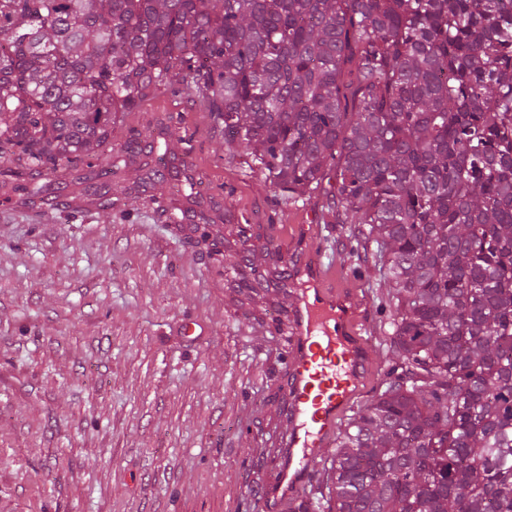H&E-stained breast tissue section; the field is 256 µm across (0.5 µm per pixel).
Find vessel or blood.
<instances>
[{
  "instance_id": "vessel-or-blood-1",
  "label": "vessel or blood",
  "mask_w": 512,
  "mask_h": 512,
  "mask_svg": "<svg viewBox=\"0 0 512 512\" xmlns=\"http://www.w3.org/2000/svg\"><path fill=\"white\" fill-rule=\"evenodd\" d=\"M300 273L313 291L299 294L293 313V342L286 358L288 429L277 442L278 473L264 492L274 510L298 496L314 463L335 441L372 361L352 293L322 285L319 249L307 254Z\"/></svg>"
}]
</instances>
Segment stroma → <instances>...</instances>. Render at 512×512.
I'll list each match as a JSON object with an SVG mask.
<instances>
[{
    "label": "stroma",
    "mask_w": 512,
    "mask_h": 512,
    "mask_svg": "<svg viewBox=\"0 0 512 512\" xmlns=\"http://www.w3.org/2000/svg\"><path fill=\"white\" fill-rule=\"evenodd\" d=\"M150 127L168 128L209 224L162 215L177 183L144 196L130 168L107 180V220L84 203L81 170L55 210L0 184V512H268L288 417L275 328L294 298L275 282L239 293L246 263L293 275L321 244L326 285L362 305L366 396L384 381L389 284L325 190L284 203L185 93L126 113L113 152Z\"/></svg>",
    "instance_id": "obj_1"
}]
</instances>
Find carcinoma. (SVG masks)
<instances>
[{"mask_svg": "<svg viewBox=\"0 0 512 512\" xmlns=\"http://www.w3.org/2000/svg\"><path fill=\"white\" fill-rule=\"evenodd\" d=\"M183 91L286 200L334 174L391 288L386 387L288 512H512V0H0L25 202Z\"/></svg>", "mask_w": 512, "mask_h": 512, "instance_id": "1", "label": "carcinoma"}]
</instances>
